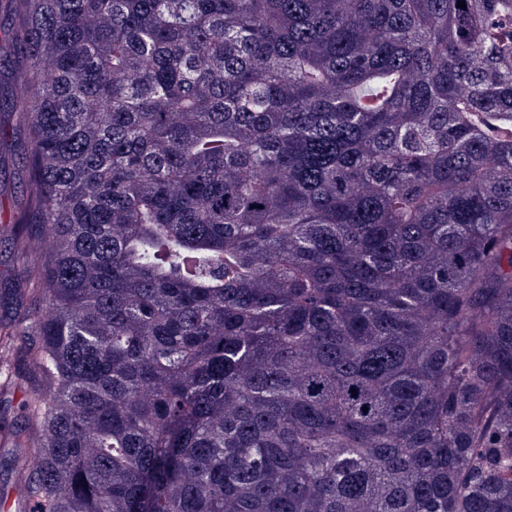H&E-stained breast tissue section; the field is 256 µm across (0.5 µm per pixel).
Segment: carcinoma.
Listing matches in <instances>:
<instances>
[{
	"mask_svg": "<svg viewBox=\"0 0 512 512\" xmlns=\"http://www.w3.org/2000/svg\"><path fill=\"white\" fill-rule=\"evenodd\" d=\"M457 3L0 0L28 512H512V0Z\"/></svg>",
	"mask_w": 512,
	"mask_h": 512,
	"instance_id": "cac0c4a2",
	"label": "carcinoma"
}]
</instances>
